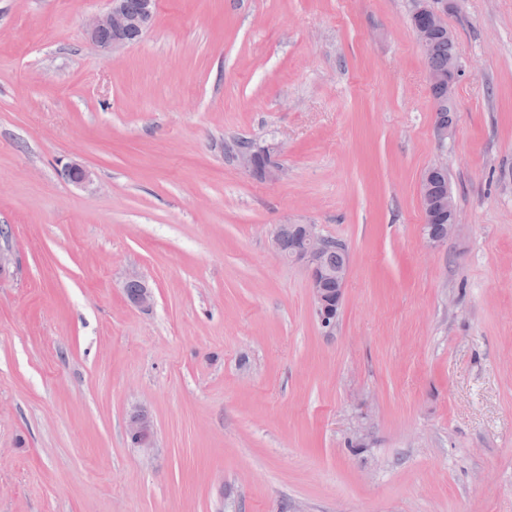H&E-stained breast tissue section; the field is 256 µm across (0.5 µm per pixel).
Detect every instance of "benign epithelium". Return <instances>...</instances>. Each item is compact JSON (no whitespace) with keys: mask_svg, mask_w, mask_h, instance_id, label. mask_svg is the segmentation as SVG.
<instances>
[{"mask_svg":"<svg viewBox=\"0 0 512 512\" xmlns=\"http://www.w3.org/2000/svg\"><path fill=\"white\" fill-rule=\"evenodd\" d=\"M106 12L92 17L87 24L89 41L102 51L116 50L137 42L148 27L153 23L156 0H141L138 12L132 13L127 8V0H108ZM414 14L431 20L426 26L415 29V35L422 53H427L432 39L434 27L443 24L441 12L431 8L429 0H414ZM429 83L432 87L448 89V102H453L455 96V66L449 63L448 74L443 75L428 71ZM240 168L250 174L255 173L256 151L244 148L236 155ZM69 181L78 185H89L93 182L90 168L79 162L70 163L65 169ZM424 203L431 213L448 207V226L446 237L450 238L456 232L460 223V214L453 193H448V201L436 202L430 195L429 189H424ZM298 231L304 241V250L297 262L305 266L308 272V287L310 300L315 316L325 328H332L343 304L344 288L349 276V270L336 274V299H331L323 288L327 277L322 267V256L328 246V238L322 235L315 224H300ZM133 292L127 294L129 302L139 308H146L154 302V292L149 285L132 278ZM127 431L131 442L138 448L149 450L153 447L154 421L145 410L136 408L130 411L127 421Z\"/></svg>","mask_w":512,"mask_h":512,"instance_id":"benign-epithelium-1","label":"benign epithelium"}]
</instances>
